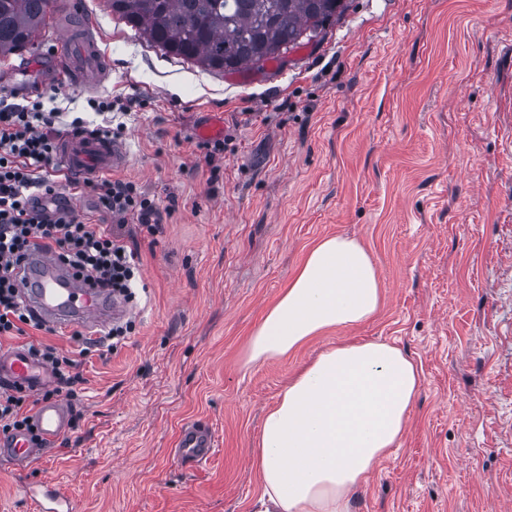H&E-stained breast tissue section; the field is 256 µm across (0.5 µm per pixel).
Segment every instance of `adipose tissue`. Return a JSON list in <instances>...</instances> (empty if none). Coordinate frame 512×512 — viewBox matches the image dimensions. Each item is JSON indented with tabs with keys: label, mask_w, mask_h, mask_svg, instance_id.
<instances>
[{
	"label": "adipose tissue",
	"mask_w": 512,
	"mask_h": 512,
	"mask_svg": "<svg viewBox=\"0 0 512 512\" xmlns=\"http://www.w3.org/2000/svg\"><path fill=\"white\" fill-rule=\"evenodd\" d=\"M380 301L365 248L345 236L324 239L266 311L247 361L280 359L326 328L364 322ZM421 380V369L386 341L321 352L263 418L254 455L263 512H350L364 477L399 446Z\"/></svg>",
	"instance_id": "1"
}]
</instances>
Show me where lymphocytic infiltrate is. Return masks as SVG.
I'll return each instance as SVG.
<instances>
[{"mask_svg":"<svg viewBox=\"0 0 512 512\" xmlns=\"http://www.w3.org/2000/svg\"><path fill=\"white\" fill-rule=\"evenodd\" d=\"M108 136L111 125L90 126L82 117L65 120L60 108H45L43 99L10 103L0 98V337L23 334L36 321L22 304L11 266L13 255L36 246L54 252L65 265L94 280L113 293L132 295L139 276L137 252L123 242L122 230L128 217L137 218L148 230H156L159 211L153 199L138 187L121 179L100 183L99 202L111 214V225L88 224L70 212L37 207L35 194L57 191L61 183L54 162L56 137L62 127ZM126 328H110L104 335L79 337L78 353L40 343L31 352L52 369L54 383L37 398L48 401L66 396L79 399L76 386L81 357L105 347L116 349L126 336ZM22 386L0 381V431L8 433L28 428L33 398Z\"/></svg>","mask_w":512,"mask_h":512,"instance_id":"obj_1","label":"lymphocytic infiltrate"}]
</instances>
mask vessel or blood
Instances as JSON below:
<instances>
[{
  "label": "vessel or blood",
  "instance_id": "obj_1",
  "mask_svg": "<svg viewBox=\"0 0 512 512\" xmlns=\"http://www.w3.org/2000/svg\"><path fill=\"white\" fill-rule=\"evenodd\" d=\"M39 67L31 58H23L13 66L8 80L15 89L26 90L30 76ZM43 67L58 80L74 75L97 81L107 76L109 63L96 44L82 41L70 44L65 50L57 49ZM57 152L66 175L82 181L122 169L128 160L124 143L74 130L60 135ZM15 267L24 302L48 326L57 329L74 325L105 328L126 313L124 304L114 300L106 290L77 276L51 251H29ZM0 377L39 389L48 387L52 380L49 367L34 361L22 347L0 350ZM34 424L42 439L51 440L64 434L69 427L66 403L60 400L41 402L34 415ZM0 452L24 464L39 455L40 450L26 435L12 433L0 437ZM215 452L216 441L209 429L195 424L183 428L177 451L181 459L206 461ZM25 492L37 503L39 512H72L69 497L54 484H31L26 486Z\"/></svg>",
  "mask_w": 512,
  "mask_h": 512
}]
</instances>
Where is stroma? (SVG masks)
Wrapping results in <instances>:
<instances>
[{"label": "stroma", "mask_w": 512, "mask_h": 512, "mask_svg": "<svg viewBox=\"0 0 512 512\" xmlns=\"http://www.w3.org/2000/svg\"><path fill=\"white\" fill-rule=\"evenodd\" d=\"M111 73L51 81L57 105L112 102L161 228L123 230L145 293L115 351L84 359L81 419L27 469L0 456V512H37L55 481L75 512H256L261 419L323 349L384 340L422 369L398 448L352 512H512V0H353L276 68L211 72L163 55L82 0ZM224 115V149L194 135ZM370 253L377 313L287 358L247 364L250 337L321 239ZM217 452L176 456L182 428Z\"/></svg>", "instance_id": "1"}]
</instances>
